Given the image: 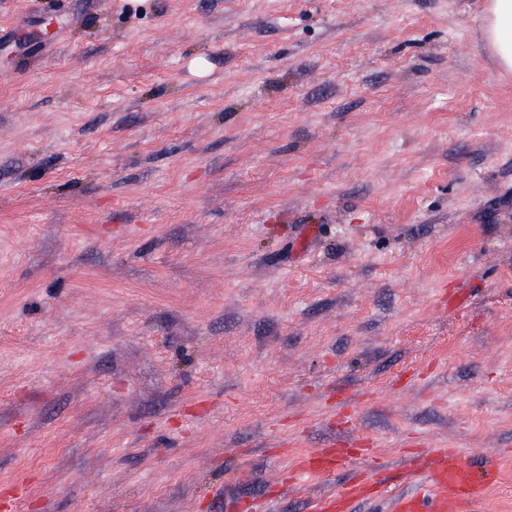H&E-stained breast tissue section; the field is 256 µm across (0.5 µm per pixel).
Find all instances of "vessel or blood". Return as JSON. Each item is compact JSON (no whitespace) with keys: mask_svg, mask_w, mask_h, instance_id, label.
Wrapping results in <instances>:
<instances>
[{"mask_svg":"<svg viewBox=\"0 0 512 512\" xmlns=\"http://www.w3.org/2000/svg\"><path fill=\"white\" fill-rule=\"evenodd\" d=\"M354 453L351 440L330 442L303 457L300 469L326 476ZM407 472L426 473L427 485L423 493L399 498L396 512H471L491 479L490 474L478 473L455 448H436L426 457L408 455ZM379 484L377 474L369 473L365 480L352 481L340 491L316 498L310 512H349L353 500L367 496L369 487Z\"/></svg>","mask_w":512,"mask_h":512,"instance_id":"vessel-or-blood-1","label":"vessel or blood"}]
</instances>
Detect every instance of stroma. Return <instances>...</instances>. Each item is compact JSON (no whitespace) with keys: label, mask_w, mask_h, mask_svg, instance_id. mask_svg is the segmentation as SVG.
Returning a JSON list of instances; mask_svg holds the SVG:
<instances>
[{"label":"stroma","mask_w":512,"mask_h":512,"mask_svg":"<svg viewBox=\"0 0 512 512\" xmlns=\"http://www.w3.org/2000/svg\"><path fill=\"white\" fill-rule=\"evenodd\" d=\"M485 2L0 0V512H308L375 457L390 512L434 447L512 512ZM353 445L354 442L348 439L331 441L303 457L300 471L313 476H326L335 472L346 457L358 451L359 454L370 453V448H353Z\"/></svg>","instance_id":"obj_1"}]
</instances>
